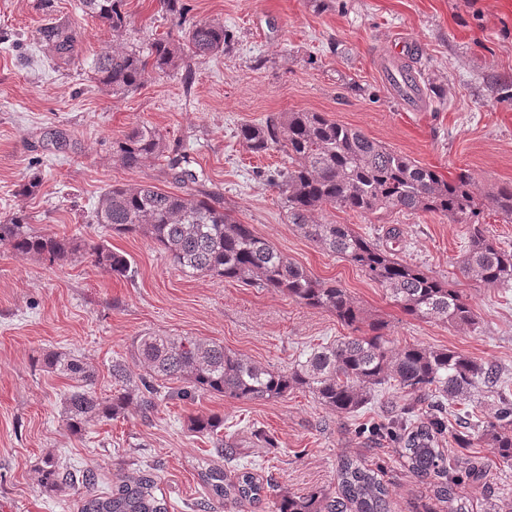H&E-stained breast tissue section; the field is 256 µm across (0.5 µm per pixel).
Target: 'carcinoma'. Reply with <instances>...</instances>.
Returning <instances> with one entry per match:
<instances>
[{"mask_svg": "<svg viewBox=\"0 0 512 512\" xmlns=\"http://www.w3.org/2000/svg\"><path fill=\"white\" fill-rule=\"evenodd\" d=\"M80 2L85 14L112 28V48L96 54L93 70L98 83L114 93L137 89L151 75L175 70L189 58L224 53L233 41L224 24L190 20L183 0H163L178 27V37L152 39L145 55L126 51L119 45L126 28L123 0ZM46 38L58 58L73 53L74 33L53 29L46 32ZM238 137L252 153L278 148L286 154L288 166L276 173L273 182L284 196L289 222L306 238L346 259L386 288L406 315L463 327L476 323L472 307L457 289L399 260L348 224L315 220L316 212L326 206L360 215L432 212L467 224L464 271L487 284L512 288V250L497 245L483 223L488 207L512 221V182H504L482 197L475 192L469 171L462 170L447 180L438 171L321 112H286L263 124H244ZM115 146L127 168L168 149L162 136L144 124L126 131ZM95 222L118 234L150 236L188 276L232 279L284 293L308 307L335 314L361 335L322 346L288 370L275 372L225 351L220 343L147 333L133 343L134 359L145 374L135 379L126 363L112 362L115 391L109 399L97 396L94 374L82 362L66 353L49 352L43 357L44 367L73 382L63 403V417L70 431L79 432L94 419L111 420L134 402L146 415L155 407L164 384L175 380L187 384L180 396L190 400L207 394L245 401L274 400L306 388L338 414L360 410L371 400L375 386L391 381L399 393L428 402L427 420L401 437L408 469L418 479H440L437 493L448 502V512H469L465 497L457 489L466 480L479 478L480 473L474 469L453 472L448 458L437 448V436L446 428L445 399L471 398L483 389L503 386L496 365L448 349L432 350L415 344L389 347L385 325L365 323L362 310L347 289L313 278L256 235L251 225L224 210L219 198L210 193L115 184L100 195ZM2 241L19 253L38 255L51 263L86 254L94 265L116 276L126 277L131 272L126 255L111 246L36 233L21 210L0 223ZM187 427L192 433L216 438L214 453L224 456V439L218 437L224 430L223 415L191 416ZM472 428L481 432L455 434L458 447L471 448L481 440L496 449L503 462L512 463V400L503 399L493 415L477 419ZM43 472L49 490L82 484L86 495L80 512H169L167 500L158 494L151 467L136 477L117 478L105 496L95 491L99 475L93 468L75 472L49 457ZM199 476L210 497L196 503V512H212L215 500L254 502L265 493L263 481L248 470L229 480L224 468L209 466ZM388 497L387 487L374 470L356 459L344 458L337 469L335 496L321 490L303 494L280 491L272 501V512H390Z\"/></svg>", "mask_w": 512, "mask_h": 512, "instance_id": "1", "label": "carcinoma"}]
</instances>
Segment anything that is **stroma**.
<instances>
[{"label": "stroma", "mask_w": 512, "mask_h": 512, "mask_svg": "<svg viewBox=\"0 0 512 512\" xmlns=\"http://www.w3.org/2000/svg\"><path fill=\"white\" fill-rule=\"evenodd\" d=\"M194 20L223 23L234 36L230 53L191 59L129 93L100 86L93 57L111 45L112 31L84 14L80 0H0V220L24 210L34 231L104 241L132 263L119 277L85 257L51 265L0 243V512H77L85 490L47 492L40 486L46 456L71 469L96 468L98 492L117 476L157 469L170 512H190L207 495L198 473L216 463L211 437L191 433L189 417L219 413L224 444L238 463L255 464L261 479L283 491H336L341 459L380 469L392 512H448L432 485L407 469L398 440L376 429L400 414L406 400L377 389L358 412L338 415L309 391L269 401L217 395L160 398L150 415L137 405L110 421L92 420L70 433L62 420L68 379L46 371L50 351L74 355L95 376L99 397L113 392V360L131 361L145 333L193 336L282 371L312 348L352 336L323 309L288 295L209 276L189 277L150 237L118 235L96 224L99 196L109 185L150 184L176 192L168 156L122 166L113 143L145 123L167 145H179L182 168L196 187L226 208L312 277L346 288L367 320L384 322L394 348L415 344L450 349L497 365L512 379V288L463 272L468 229L439 214L377 212L358 216L331 207L322 222L347 224L429 275L457 288L473 308L475 327L419 320L402 312L386 289L357 267L304 237L289 224L283 199L267 176L288 164L281 151L254 154L236 137L244 123L285 112L312 111L363 132L444 177L469 170L487 193L512 181V0H184ZM127 47L175 34L161 0H124ZM76 30L68 60L53 57L42 33ZM414 41L409 61L416 97L388 83L394 39ZM31 196L19 190L31 178ZM399 228L398 238L387 235ZM448 432L438 445L461 470L480 479L462 493L472 512L495 499L512 512V465L494 448H458L451 431L467 402L448 405ZM264 431L275 442L266 447Z\"/></svg>", "instance_id": "1"}]
</instances>
